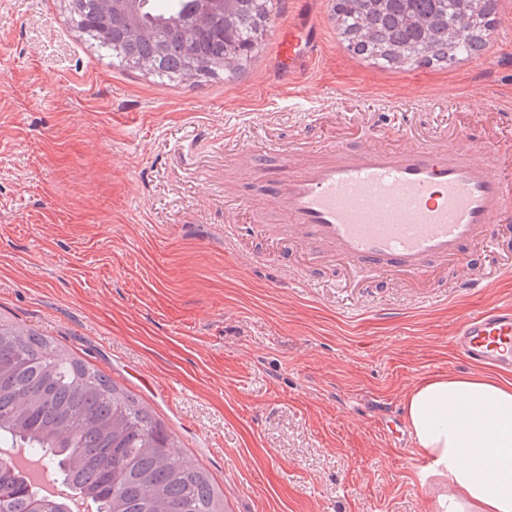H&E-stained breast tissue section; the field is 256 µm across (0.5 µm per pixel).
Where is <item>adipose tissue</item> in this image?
<instances>
[{
  "instance_id": "adipose-tissue-1",
  "label": "adipose tissue",
  "mask_w": 512,
  "mask_h": 512,
  "mask_svg": "<svg viewBox=\"0 0 512 512\" xmlns=\"http://www.w3.org/2000/svg\"><path fill=\"white\" fill-rule=\"evenodd\" d=\"M420 455L448 481L442 503L512 512V384L490 375L434 377L406 400Z\"/></svg>"
}]
</instances>
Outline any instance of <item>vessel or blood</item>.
I'll use <instances>...</instances> for the list:
<instances>
[{
  "label": "vessel or blood",
  "instance_id": "vessel-or-blood-1",
  "mask_svg": "<svg viewBox=\"0 0 512 512\" xmlns=\"http://www.w3.org/2000/svg\"><path fill=\"white\" fill-rule=\"evenodd\" d=\"M278 48L288 74L315 62L322 43L314 19L283 31ZM388 123L402 127L406 146L336 141L304 149L270 141L254 149L226 136L225 154L246 158L251 184L268 204L260 233L307 254L299 282H311L328 258L347 268L345 287L360 290L387 278L423 285L451 265L464 271L453 290L468 294L487 287L490 274L511 273L486 263L512 243V175L501 169L495 144L473 137L459 144L413 109L391 113ZM451 345L468 364L511 375L512 303L466 316ZM370 409L388 431L403 421L393 404Z\"/></svg>",
  "mask_w": 512,
  "mask_h": 512
}]
</instances>
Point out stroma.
<instances>
[{
  "mask_svg": "<svg viewBox=\"0 0 512 512\" xmlns=\"http://www.w3.org/2000/svg\"><path fill=\"white\" fill-rule=\"evenodd\" d=\"M323 50L283 77L275 58L297 0H275L238 76L161 84L75 32L64 0H0V321L48 336L131 392L194 460L226 512H432L422 478L363 409L405 404L422 380L468 376L459 321L512 301V278L416 302L404 280L340 288L330 263L297 286V250L224 241V191L247 189L224 133L288 139L314 113L322 141L374 138L378 115L418 99L452 133L495 143L512 171V46L446 65L384 68L343 46L331 0H309Z\"/></svg>",
  "mask_w": 512,
  "mask_h": 512,
  "instance_id": "35a3bbf8",
  "label": "stroma"
}]
</instances>
